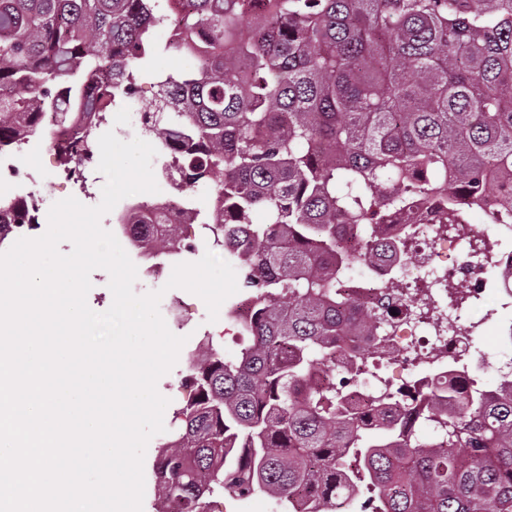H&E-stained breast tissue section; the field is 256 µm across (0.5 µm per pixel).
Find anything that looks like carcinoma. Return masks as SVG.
I'll list each match as a JSON object with an SVG mask.
<instances>
[{"mask_svg": "<svg viewBox=\"0 0 512 512\" xmlns=\"http://www.w3.org/2000/svg\"><path fill=\"white\" fill-rule=\"evenodd\" d=\"M172 30L163 42L154 29ZM157 52L196 67L149 70ZM157 93L141 131L199 188L200 224L251 302L232 357L207 341L154 464L157 512L266 493L276 512H512V389L439 385L387 412L330 372L385 322L336 283V226L448 197V223L501 193L512 221V0H0V149L46 138L66 167L98 151L79 113ZM261 211L265 222L255 224ZM175 234L160 258L193 254ZM432 424L437 439L416 438Z\"/></svg>", "mask_w": 512, "mask_h": 512, "instance_id": "obj_1", "label": "carcinoma"}]
</instances>
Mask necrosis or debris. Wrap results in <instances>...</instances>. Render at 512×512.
<instances>
[{"label": "necrosis or debris", "mask_w": 512, "mask_h": 512, "mask_svg": "<svg viewBox=\"0 0 512 512\" xmlns=\"http://www.w3.org/2000/svg\"><path fill=\"white\" fill-rule=\"evenodd\" d=\"M28 146L24 140L0 154V184L7 186L0 191V222L10 225L16 238L32 236L44 215L41 198L32 190L37 179L20 167ZM441 208L428 196L415 202L407 217L387 218V237L403 243L410 263L384 258L336 270L352 300L370 306L384 295L404 310L383 327L394 364L391 376H382L375 362L353 369L350 388L363 399L391 406L413 393L416 379L451 369L471 378L483 364L493 365L498 378L512 380V338L487 350L477 341L482 323L462 320L448 306L452 293L470 303L493 296L501 307L512 305V225L445 224Z\"/></svg>", "instance_id": "obj_1"}]
</instances>
